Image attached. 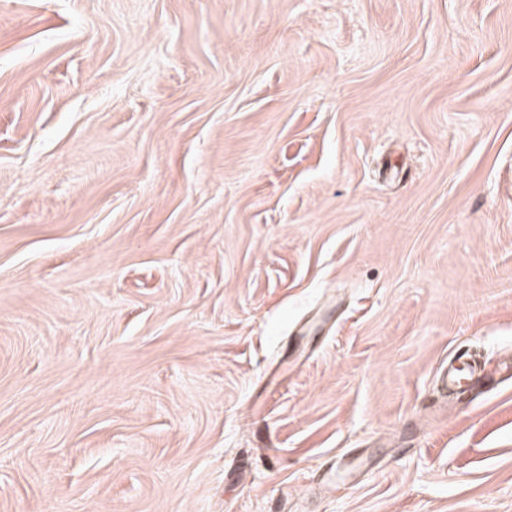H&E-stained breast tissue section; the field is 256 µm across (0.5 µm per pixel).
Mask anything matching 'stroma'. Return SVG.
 I'll use <instances>...</instances> for the list:
<instances>
[{"label": "stroma", "mask_w": 512, "mask_h": 512, "mask_svg": "<svg viewBox=\"0 0 512 512\" xmlns=\"http://www.w3.org/2000/svg\"><path fill=\"white\" fill-rule=\"evenodd\" d=\"M510 355L512 0H0V512H512ZM462 355H457L453 360L448 363V368L445 369L441 374V381L443 386L450 390L460 387L462 385H468L470 389L475 388L482 382V376L479 373L478 367L473 366L465 361H462ZM466 363L468 368L467 374L460 373L461 366L457 364ZM463 380L465 381L463 383Z\"/></svg>", "instance_id": "obj_1"}]
</instances>
